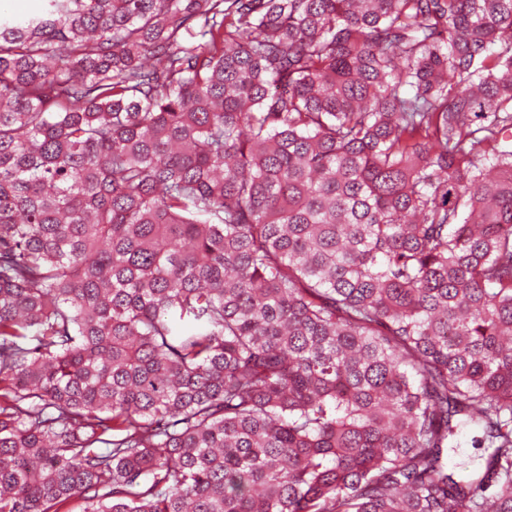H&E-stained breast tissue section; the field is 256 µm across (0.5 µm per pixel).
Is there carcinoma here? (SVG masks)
Instances as JSON below:
<instances>
[{
	"instance_id": "1",
	"label": "carcinoma",
	"mask_w": 512,
	"mask_h": 512,
	"mask_svg": "<svg viewBox=\"0 0 512 512\" xmlns=\"http://www.w3.org/2000/svg\"><path fill=\"white\" fill-rule=\"evenodd\" d=\"M42 2L0 512H512V0Z\"/></svg>"
}]
</instances>
